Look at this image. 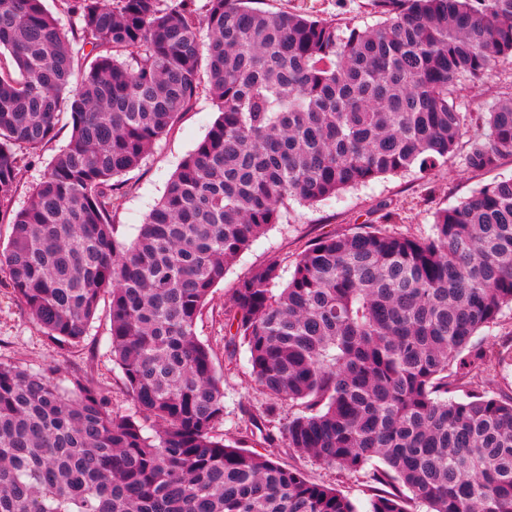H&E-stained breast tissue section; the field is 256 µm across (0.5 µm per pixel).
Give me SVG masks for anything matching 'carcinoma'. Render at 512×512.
Returning <instances> with one entry per match:
<instances>
[{"label":"carcinoma","mask_w":512,"mask_h":512,"mask_svg":"<svg viewBox=\"0 0 512 512\" xmlns=\"http://www.w3.org/2000/svg\"><path fill=\"white\" fill-rule=\"evenodd\" d=\"M0 0V272L53 342L81 345L109 303L110 349L136 415L72 374L0 359V512H357L336 489L226 443L224 386L196 335L229 265L293 197L332 198L453 155L464 81L512 59V0H369L363 29L256 0ZM207 36H202V32ZM208 89L218 116L137 236L119 240L121 177ZM464 157L512 155V96ZM29 203L21 168L53 140ZM224 301L265 397L247 428L390 491L368 512H512V369L481 332L512 310V177L437 210L425 237L373 224L308 244ZM295 408L278 427V404ZM379 459L383 466L371 465ZM70 137L71 126L62 123L57 137L46 144L37 156L29 159L26 166L22 168L13 200L15 209H21L28 204L33 190L42 181L47 171L50 159L69 143Z\"/></svg>","instance_id":"1"}]
</instances>
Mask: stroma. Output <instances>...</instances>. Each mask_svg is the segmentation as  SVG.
<instances>
[{"label": "stroma", "mask_w": 512, "mask_h": 512, "mask_svg": "<svg viewBox=\"0 0 512 512\" xmlns=\"http://www.w3.org/2000/svg\"><path fill=\"white\" fill-rule=\"evenodd\" d=\"M261 6L272 11L308 12L345 28L371 27L378 22L368 0H261ZM509 96H512V60H504L483 81L462 82L457 101L462 111L477 114ZM216 116L211 96L201 93L192 109L155 145L141 167L126 174L124 194L112 210V222L120 240L129 241L136 236L139 224L161 199L180 161L205 137ZM480 132V127L469 126L456 154L432 173L414 170L388 175L314 204L289 200L280 224L272 226L229 267L223 282L210 295L196 329L199 340L211 347L216 368L224 376L225 414L221 432L227 442L272 456L284 466L300 468L309 480L336 488L358 512H367L373 488L364 475L340 474L314 459L299 457L288 448L267 446L259 436L247 431L240 408L261 404L263 398L251 379L246 349H238L231 360L225 355L224 299L256 267L276 261L284 271H292L304 247L323 235L342 236L366 224L413 235L429 234L436 209L456 204L494 179L512 177V155L508 154L491 172L465 167L469 141ZM70 137V125H62L57 137L22 168L13 200L15 208L28 204L50 159L69 143ZM109 336L108 306L103 303L83 345L70 349L59 347L25 313L7 284H0V358L32 368H56L60 380L74 371L85 373L95 386L107 393L114 412L131 415L136 408L123 385L121 370L112 358Z\"/></svg>", "instance_id": "35a3bbf8"}]
</instances>
